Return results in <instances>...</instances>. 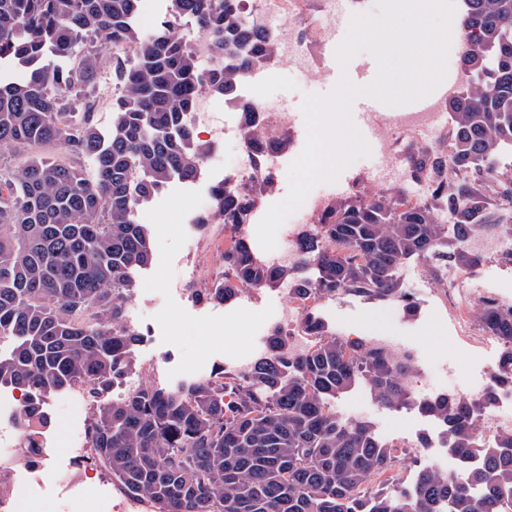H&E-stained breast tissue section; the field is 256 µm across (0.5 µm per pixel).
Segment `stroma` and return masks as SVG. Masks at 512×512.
<instances>
[{"instance_id":"1","label":"stroma","mask_w":512,"mask_h":512,"mask_svg":"<svg viewBox=\"0 0 512 512\" xmlns=\"http://www.w3.org/2000/svg\"><path fill=\"white\" fill-rule=\"evenodd\" d=\"M264 90L267 95L285 100L300 110L306 96L320 94L326 67L314 68L303 76L289 71L277 60L267 61ZM231 149L216 144L205 162L207 179L196 187L194 198H187V185L173 182L140 209L139 220L151 235L150 264L135 275V288L124 306L125 318L134 323L140 336L133 347L130 367L121 383L113 387V398H121L128 382L152 379L174 388L208 377L215 371L235 370L238 358L259 356L258 342L265 335L267 320L282 298L279 287L245 290L232 302L217 304L197 298L205 278H217L219 265L205 275L194 271L196 255L209 246L224 243L222 225L198 226L196 220L206 212L204 195L209 182L222 176L232 160ZM411 301L400 298L375 300L359 294L341 292L323 299L313 313L329 334L357 343L374 336L390 334L419 351L412 380L422 379L429 367L454 361L471 349L467 340L452 334L449 315L436 283L431 282L426 264L406 261L399 272ZM194 291V298L179 295V288ZM73 389L51 394L41 405L46 419L41 443L44 451L36 462L44 476L45 488L36 502L35 512H54V493L80 476L70 458V443L75 430H88L90 417H77L67 407ZM337 413L372 424L378 438L386 444L404 446L394 471L410 479L416 463L447 468L450 454L434 418L415 406L387 408L379 404L367 384L338 396Z\"/></svg>"}]
</instances>
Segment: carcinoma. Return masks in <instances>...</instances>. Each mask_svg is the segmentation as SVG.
Listing matches in <instances>:
<instances>
[{"mask_svg":"<svg viewBox=\"0 0 512 512\" xmlns=\"http://www.w3.org/2000/svg\"><path fill=\"white\" fill-rule=\"evenodd\" d=\"M246 2L165 0L164 17L145 34L143 0H0V61L28 68L17 80L0 77V148L26 153L18 167L0 161V337L14 341L0 355V385L26 392L18 426L27 458L41 451V399L81 383L93 404L95 461L152 512H512V435L485 443L474 434L496 390L512 385V312L487 303L481 326L503 340V352L482 401L443 395L419 404L442 423L452 452L483 459L454 477L419 465L409 481H396L405 449L328 406L360 380L380 404L409 405L404 379L413 367L381 346L325 334L307 311L314 342L303 354L274 331L266 355L243 374L223 370L177 389L148 382L124 399L105 397L138 342L123 323L134 274L152 257L138 209L168 182L201 175L210 146L187 121L199 90L232 99L253 64L274 53L273 40L245 21ZM190 29L210 40L219 66L206 69L193 54ZM462 29L465 86L448 101L454 138L445 153H419L413 167L438 173L452 165L470 178L438 183L436 209L399 194L329 209L323 239L305 243L315 276L293 288L302 304L341 291L402 294L397 270L410 259L479 261L444 249V239L450 227L459 237L485 221L489 169L512 155V0H464ZM106 63L105 136L91 96ZM53 147L63 155L45 153ZM493 195L512 207V177L498 180ZM212 196L197 223H222L233 235L221 277L200 294L226 303L287 276L261 263L242 233L257 189L216 184Z\"/></svg>","mask_w":512,"mask_h":512,"instance_id":"carcinoma-1","label":"carcinoma"}]
</instances>
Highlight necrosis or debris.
<instances>
[{"mask_svg":"<svg viewBox=\"0 0 512 512\" xmlns=\"http://www.w3.org/2000/svg\"><path fill=\"white\" fill-rule=\"evenodd\" d=\"M251 12L264 15L262 26L275 43L279 60L287 63L289 69L310 72L316 55L324 54L331 40L339 12V0H317L316 10H309L308 0H249ZM248 93L242 102L226 104L224 112H216L217 105L208 93H199L195 110L188 116L192 125H205L212 141L232 145L238 160L228 170V185L248 189L259 183L275 181L284 165L283 154L278 150L262 151V144L276 142L283 129L298 130L302 123L299 113L286 111L278 103L260 94L263 85L260 70H252L247 82ZM457 86H450L444 94L428 95L425 105L416 112H376L369 116L378 138L377 149L381 163L377 169L364 172L365 185L371 188H390L405 194L411 203L422 202L432 193L434 181L428 173L411 176L400 153L394 146L396 138L414 139L422 147L448 144V100L457 95ZM258 113L259 122L253 136H246L244 123L239 115L241 108ZM328 195H308L301 208L302 218L291 225L281 237L279 245L272 251L256 250V257L274 268L292 270L301 267L305 253L302 243L306 238L321 234L318 222L326 211ZM462 244L475 253L491 255L499 261H512V224H499L485 229L475 224L467 231ZM284 300L280 305L274 328L288 335V347L295 353H302L309 340L302 329L303 307L295 300L290 289H283ZM451 303L460 327L470 323L467 298H491L501 308L512 307V294L500 291L486 292L475 287L468 280L460 279L450 283L444 292ZM484 440L497 439L505 433H512V387L499 391L492 408L482 412L476 422Z\"/></svg>","mask_w":512,"mask_h":512,"instance_id":"obj_1","label":"necrosis or debris"}]
</instances>
